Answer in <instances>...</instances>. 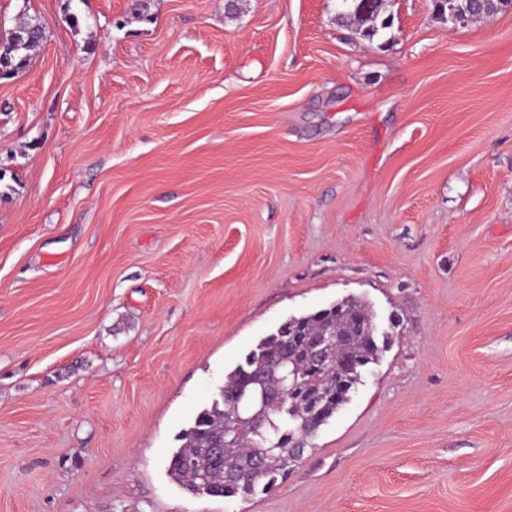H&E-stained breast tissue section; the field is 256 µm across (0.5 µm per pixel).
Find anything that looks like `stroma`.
<instances>
[{
  "label": "stroma",
  "mask_w": 512,
  "mask_h": 512,
  "mask_svg": "<svg viewBox=\"0 0 512 512\" xmlns=\"http://www.w3.org/2000/svg\"><path fill=\"white\" fill-rule=\"evenodd\" d=\"M0 0V512H512V10ZM387 334L268 494L178 435L291 316ZM343 10L339 17L351 32L360 38H373L380 30L389 27L386 20L380 16L381 0H340ZM9 34L10 40L7 38L0 50V62L20 69L22 73L30 62L31 52L43 41L45 27L37 16L24 11L6 36Z\"/></svg>",
  "instance_id": "35a3bbf8"
}]
</instances>
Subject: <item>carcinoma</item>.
Listing matches in <instances>:
<instances>
[{"label":"carcinoma","instance_id":"carcinoma-1","mask_svg":"<svg viewBox=\"0 0 512 512\" xmlns=\"http://www.w3.org/2000/svg\"><path fill=\"white\" fill-rule=\"evenodd\" d=\"M339 17L360 38L389 27L379 20L381 0H340ZM441 12L471 11L470 0H440ZM0 62L25 70L45 36L29 13L9 30ZM370 307L345 298L292 316L262 338L227 374L219 398L199 411L180 435L168 471L193 494L246 500L269 493L300 460L309 441L350 400L363 369L383 348ZM336 341L316 357L313 341L325 332Z\"/></svg>","mask_w":512,"mask_h":512}]
</instances>
